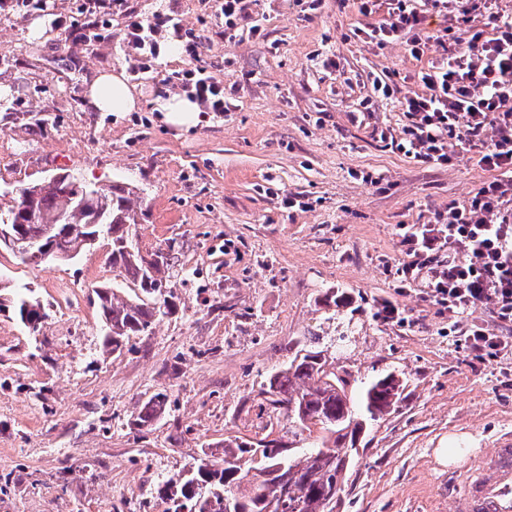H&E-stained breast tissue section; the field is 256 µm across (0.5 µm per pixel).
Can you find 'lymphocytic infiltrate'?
I'll use <instances>...</instances> for the list:
<instances>
[{
	"mask_svg": "<svg viewBox=\"0 0 512 512\" xmlns=\"http://www.w3.org/2000/svg\"><path fill=\"white\" fill-rule=\"evenodd\" d=\"M456 22L482 18V28L454 38L430 35L427 11ZM179 28L168 16L134 18L124 32L135 52V66L150 68L160 51L154 33ZM358 38L379 43L405 40L414 59L432 44L442 55L417 73L418 90L397 95L383 79L372 82L374 93L397 98L409 123L397 148L424 164L453 165L455 143L476 149V164L489 176L462 203L448 204L447 217L432 224L401 227L398 272L402 287L423 284L433 304L456 317L461 346L477 360L512 352V336L496 334L464 316L488 302L497 321L512 327V16L497 10V0H391L388 16L357 28ZM188 66L175 75L190 99L206 112H227L232 103L224 84L203 66V38L189 35L184 43Z\"/></svg>",
	"mask_w": 512,
	"mask_h": 512,
	"instance_id": "1",
	"label": "lymphocytic infiltrate"
}]
</instances>
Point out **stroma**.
<instances>
[{
  "instance_id": "1",
  "label": "stroma",
  "mask_w": 512,
  "mask_h": 512,
  "mask_svg": "<svg viewBox=\"0 0 512 512\" xmlns=\"http://www.w3.org/2000/svg\"><path fill=\"white\" fill-rule=\"evenodd\" d=\"M93 2L51 0L46 15L0 0V186L67 170L133 188L141 252L177 259V309L106 358L94 290L115 278L110 237L52 265L0 250V279L35 289L50 309L36 337L0 312V512H167L157 489L193 457L277 429L260 387L315 336L355 378L405 379L358 447L339 512H450L449 472L512 434V353L476 360L451 334L452 315L420 288H399L390 266L400 225L434 223L488 173L464 145L440 167L380 140L408 123L396 101L374 100L351 121L374 78L417 88L421 64L405 43L354 35L387 7L365 17L356 0L314 10L255 0L259 32L228 42L216 0ZM158 14L207 37L209 71L234 89L231 111L187 131L165 122L157 101L181 92L171 80L186 65L181 42L160 30V59L135 75L123 41L130 18ZM56 17L79 35L54 29ZM93 26L111 37L90 50L81 34ZM326 54L339 63L331 78L318 65ZM120 68L138 108L93 110L90 84ZM291 193L312 209L283 208ZM386 301L404 322L382 319ZM159 391L169 413L137 430L142 402ZM449 446L456 461L439 455Z\"/></svg>"
}]
</instances>
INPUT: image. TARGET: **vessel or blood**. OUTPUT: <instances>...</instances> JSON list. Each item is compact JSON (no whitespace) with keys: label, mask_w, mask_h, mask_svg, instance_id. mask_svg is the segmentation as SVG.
Wrapping results in <instances>:
<instances>
[{"label":"vessel or blood","mask_w":512,"mask_h":512,"mask_svg":"<svg viewBox=\"0 0 512 512\" xmlns=\"http://www.w3.org/2000/svg\"><path fill=\"white\" fill-rule=\"evenodd\" d=\"M448 491L454 512H512V439L460 469Z\"/></svg>","instance_id":"b4317fda"}]
</instances>
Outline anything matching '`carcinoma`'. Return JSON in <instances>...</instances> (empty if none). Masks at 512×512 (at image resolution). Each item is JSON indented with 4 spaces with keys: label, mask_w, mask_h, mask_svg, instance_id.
<instances>
[{
    "label": "carcinoma",
    "mask_w": 512,
    "mask_h": 512,
    "mask_svg": "<svg viewBox=\"0 0 512 512\" xmlns=\"http://www.w3.org/2000/svg\"><path fill=\"white\" fill-rule=\"evenodd\" d=\"M30 200L17 197V205L0 213V224L20 223L19 251L23 262L35 263L32 254L44 241L46 226L63 224L71 231L58 234L55 246L74 260L86 248L80 228L105 224L112 231L109 260L120 282L95 290L103 325L112 334L104 335L103 351L117 353L133 336L148 333L176 309L172 289H163L162 269L145 275L139 250L123 251L117 246L128 228L138 224L132 188L112 184L109 192L93 196L81 183L67 189L49 179L27 185ZM10 309L32 336L41 332L48 317L44 305L30 292L0 288V311ZM351 374L339 372L336 357L312 345L296 354L288 364L272 372L259 395L266 409L286 417L283 435L256 441L224 440V457H204L196 468L168 481L163 489L170 494L173 512H267L275 502L282 512H331L329 494L345 483L352 464L348 449L366 432L369 422L386 413L400 396L399 380L392 373L364 383L359 400L352 396ZM168 396L153 394L137 413L133 425L142 430L168 410ZM266 448L260 470L285 465L282 475L264 478L249 476L246 465L253 461L254 449Z\"/></svg>",
    "instance_id": "carcinoma-1"
}]
</instances>
